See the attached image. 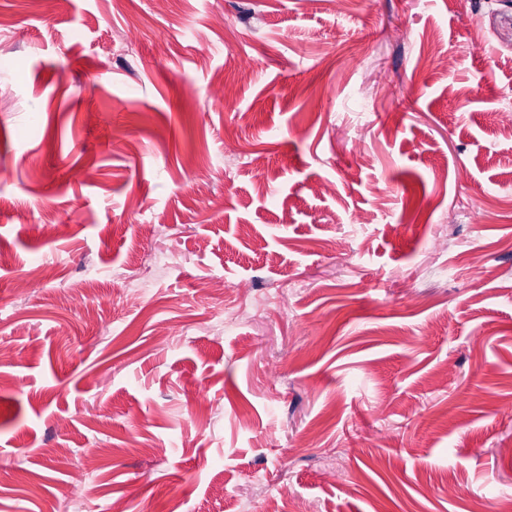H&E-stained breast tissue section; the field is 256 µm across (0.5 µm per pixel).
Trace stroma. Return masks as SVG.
<instances>
[{"label": "stroma", "mask_w": 512, "mask_h": 512, "mask_svg": "<svg viewBox=\"0 0 512 512\" xmlns=\"http://www.w3.org/2000/svg\"><path fill=\"white\" fill-rule=\"evenodd\" d=\"M510 104L512 0H0V512L507 508Z\"/></svg>", "instance_id": "1"}]
</instances>
